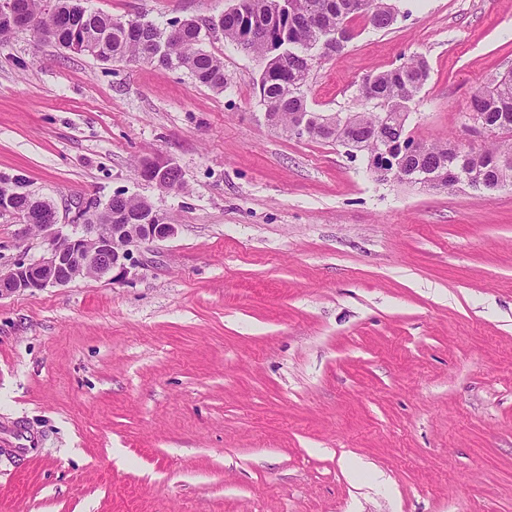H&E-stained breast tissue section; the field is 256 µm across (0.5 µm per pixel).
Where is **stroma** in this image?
<instances>
[{
    "label": "stroma",
    "instance_id": "35a3bbf8",
    "mask_svg": "<svg viewBox=\"0 0 512 512\" xmlns=\"http://www.w3.org/2000/svg\"><path fill=\"white\" fill-rule=\"evenodd\" d=\"M322 57L315 112L425 57L419 141L480 143L472 95L512 70V0H390ZM230 0H85L194 18L216 93L155 64H102L17 31L0 45V176L61 223L143 196L177 233L127 283L0 298V512H512V187L377 181L364 157L263 118L258 62L208 20ZM173 159L184 189L138 175ZM46 244L0 215V266Z\"/></svg>",
    "mask_w": 512,
    "mask_h": 512
}]
</instances>
